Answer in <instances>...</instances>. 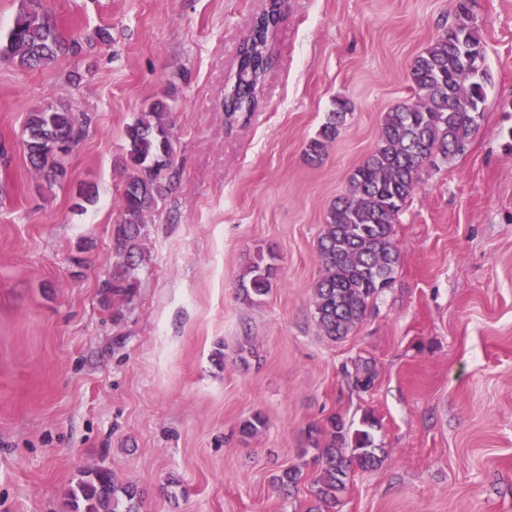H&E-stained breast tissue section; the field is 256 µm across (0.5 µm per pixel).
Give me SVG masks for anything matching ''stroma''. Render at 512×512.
<instances>
[{
    "mask_svg": "<svg viewBox=\"0 0 512 512\" xmlns=\"http://www.w3.org/2000/svg\"><path fill=\"white\" fill-rule=\"evenodd\" d=\"M455 5L284 0L257 107L228 116L269 0H43L81 51L38 70L0 60V512H73L70 488L97 468L135 484L141 512H307L303 430L333 413L374 414L385 455L353 472L339 512H512V0H475L493 82L467 150L424 171L393 226L391 287L345 340L314 317L326 213ZM339 97L355 111L311 161ZM158 99L173 186L146 216L131 298L105 305L124 131ZM46 106L88 119L52 184L22 146ZM270 252L269 293L242 299ZM257 412L266 427L243 436ZM292 467L288 495L274 477Z\"/></svg>",
    "mask_w": 512,
    "mask_h": 512,
    "instance_id": "1",
    "label": "stroma"
}]
</instances>
